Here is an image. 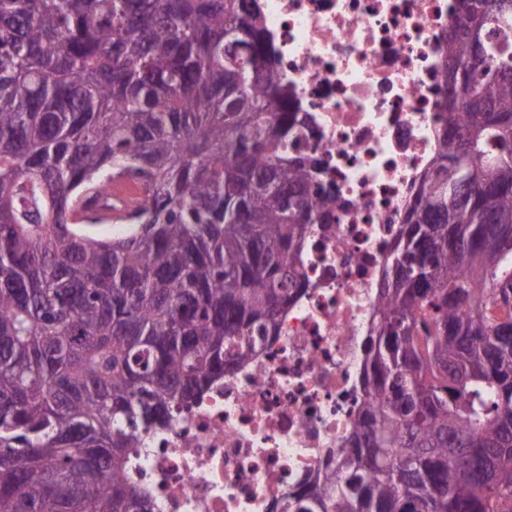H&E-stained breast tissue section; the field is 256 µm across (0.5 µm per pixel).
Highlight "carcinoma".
Masks as SVG:
<instances>
[{"label":"carcinoma","mask_w":512,"mask_h":512,"mask_svg":"<svg viewBox=\"0 0 512 512\" xmlns=\"http://www.w3.org/2000/svg\"><path fill=\"white\" fill-rule=\"evenodd\" d=\"M512 0H457L359 426L294 512H512ZM257 0H0V512H152L141 433L247 361L332 221ZM144 191L110 240L77 224Z\"/></svg>","instance_id":"cac0c4a2"}]
</instances>
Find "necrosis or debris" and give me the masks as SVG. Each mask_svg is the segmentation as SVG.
I'll return each mask as SVG.
<instances>
[{
	"label": "necrosis or debris",
	"instance_id": "necrosis-or-debris-1",
	"mask_svg": "<svg viewBox=\"0 0 512 512\" xmlns=\"http://www.w3.org/2000/svg\"><path fill=\"white\" fill-rule=\"evenodd\" d=\"M268 62L299 117L336 221L316 224L306 280L275 336L142 437L153 512H288L355 433L383 264L438 149L456 0H258Z\"/></svg>",
	"mask_w": 512,
	"mask_h": 512
}]
</instances>
